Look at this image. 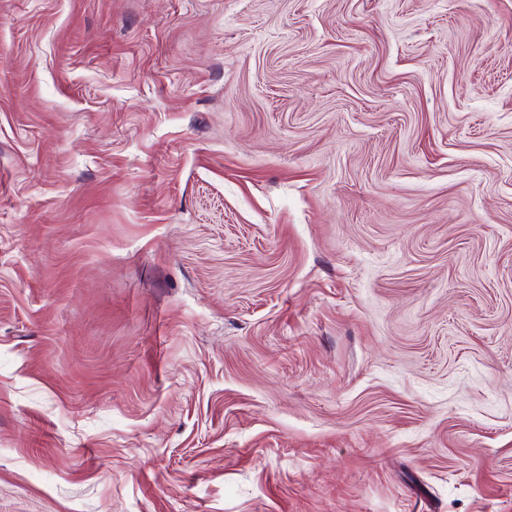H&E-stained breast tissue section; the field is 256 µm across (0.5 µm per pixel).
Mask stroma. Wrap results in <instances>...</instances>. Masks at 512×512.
<instances>
[{
    "label": "stroma",
    "mask_w": 512,
    "mask_h": 512,
    "mask_svg": "<svg viewBox=\"0 0 512 512\" xmlns=\"http://www.w3.org/2000/svg\"><path fill=\"white\" fill-rule=\"evenodd\" d=\"M0 512H512V0H0Z\"/></svg>",
    "instance_id": "35a3bbf8"
}]
</instances>
